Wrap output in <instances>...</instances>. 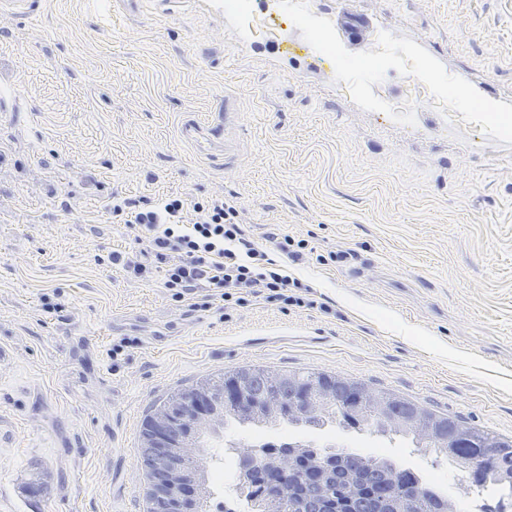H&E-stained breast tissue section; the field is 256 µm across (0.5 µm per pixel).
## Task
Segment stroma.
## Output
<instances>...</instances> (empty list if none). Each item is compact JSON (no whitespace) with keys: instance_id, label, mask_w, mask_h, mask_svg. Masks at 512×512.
<instances>
[{"instance_id":"1","label":"stroma","mask_w":512,"mask_h":512,"mask_svg":"<svg viewBox=\"0 0 512 512\" xmlns=\"http://www.w3.org/2000/svg\"><path fill=\"white\" fill-rule=\"evenodd\" d=\"M313 35L273 40L280 0L246 32L224 0H25L0 13V84L41 133L0 115V512H144L141 422L159 399L242 365L367 382L512 437V0H307ZM423 46L424 67L468 111L466 136L428 104L355 100L397 76L369 68L379 36ZM235 196L258 244L316 307L176 301L138 254L113 197L142 207ZM132 347L113 356L122 338ZM266 439L382 454L460 512L495 506L444 456L396 436L282 425ZM256 433L211 444L207 512L235 497ZM44 488L31 493L32 473ZM112 264L122 265V268L130 274L132 277L137 279H146L152 274L153 265L151 262L142 261L141 256L136 257H125L121 254H112Z\"/></svg>"}]
</instances>
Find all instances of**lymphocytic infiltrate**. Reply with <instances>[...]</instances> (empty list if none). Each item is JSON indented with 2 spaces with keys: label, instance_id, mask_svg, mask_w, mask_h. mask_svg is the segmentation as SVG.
I'll use <instances>...</instances> for the list:
<instances>
[{
  "label": "lymphocytic infiltrate",
  "instance_id": "f902f5d3",
  "mask_svg": "<svg viewBox=\"0 0 512 512\" xmlns=\"http://www.w3.org/2000/svg\"><path fill=\"white\" fill-rule=\"evenodd\" d=\"M113 215L132 214L141 256L113 255V264L132 277L148 278L154 265L165 267V288L182 298L202 288L219 292L224 303H238L243 292L286 306L302 305L298 280L285 274L277 255L299 257L304 241L283 236L260 246L250 239L235 201L215 197L205 202L174 198L155 208L135 209L113 198Z\"/></svg>",
  "mask_w": 512,
  "mask_h": 512
}]
</instances>
